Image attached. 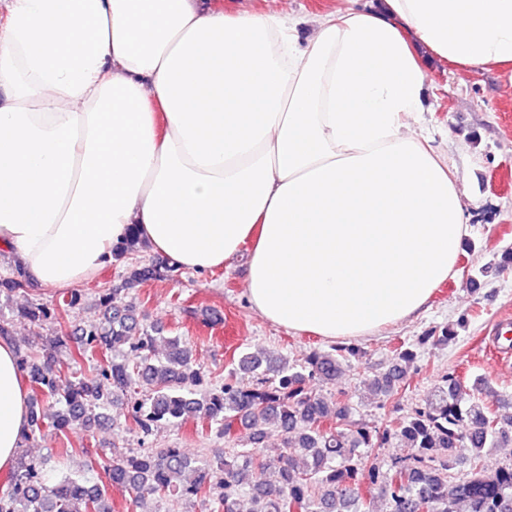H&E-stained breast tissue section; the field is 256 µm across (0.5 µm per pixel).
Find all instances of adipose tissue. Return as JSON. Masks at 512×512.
I'll list each match as a JSON object with an SVG mask.
<instances>
[{"label": "adipose tissue", "mask_w": 512, "mask_h": 512, "mask_svg": "<svg viewBox=\"0 0 512 512\" xmlns=\"http://www.w3.org/2000/svg\"><path fill=\"white\" fill-rule=\"evenodd\" d=\"M0 249L72 288L137 228L182 271L249 248L269 323L326 340L419 312L468 230L419 128L422 51L512 80V0H386L301 20L215 0H9ZM29 394L0 341V472Z\"/></svg>", "instance_id": "1"}]
</instances>
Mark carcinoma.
<instances>
[{
  "label": "carcinoma",
  "mask_w": 512,
  "mask_h": 512,
  "mask_svg": "<svg viewBox=\"0 0 512 512\" xmlns=\"http://www.w3.org/2000/svg\"><path fill=\"white\" fill-rule=\"evenodd\" d=\"M144 247L146 242L133 231L115 257L120 260ZM174 271L164 260L134 268L125 285L172 277ZM29 284L28 273L19 266L0 280V298ZM118 295L117 288L101 293L102 319L80 328L79 352L102 355L94 378L62 376L56 350L64 343L58 337L42 340L40 358L16 351L33 389L63 405L47 420L33 400L21 441L49 428L60 433L75 425L86 428L101 418L97 410L122 397L145 437L159 422L178 426L190 415L228 440L237 438L239 428L248 430L246 447L215 463L181 448L102 449L112 482L138 498L205 497L219 485L224 495L210 499V512H240L238 496L245 487L252 491L249 512H372L377 494L388 512H460L462 505L466 512H512V463L493 471L481 464L484 449L512 446V396L494 391L484 379L468 388L448 373L424 403L381 429L354 418L349 400L309 391L311 380L335 384L348 357L359 354L355 346L337 344L314 349L304 362L292 365L272 356L243 354L224 384L199 398L204 375L192 365L189 347L174 338L157 354V328L139 323L134 310L119 309ZM80 301L79 291L72 290L58 302L30 305L20 316L38 326L55 323ZM414 359L413 349L396 348L391 364L368 381L374 398L383 401L392 395ZM139 382L150 386L143 399L135 388ZM270 424L282 441L274 459L264 454ZM395 444L412 453L382 463L379 451ZM458 448L470 449L472 468L450 488L448 473L457 464ZM41 467L18 452L0 487V512H112L104 486L67 475L48 483ZM265 469L271 470V480L250 482L254 471Z\"/></svg>",
  "instance_id": "1"
}]
</instances>
